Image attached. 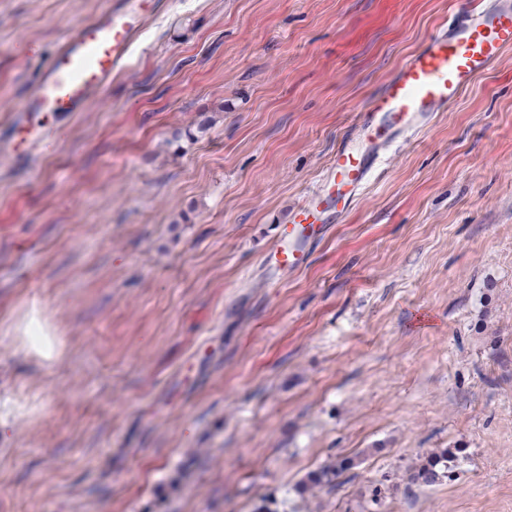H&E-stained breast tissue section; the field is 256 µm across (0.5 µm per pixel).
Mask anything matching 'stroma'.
<instances>
[{"label":"stroma","instance_id":"obj_1","mask_svg":"<svg viewBox=\"0 0 512 512\" xmlns=\"http://www.w3.org/2000/svg\"><path fill=\"white\" fill-rule=\"evenodd\" d=\"M107 2L0 0V129ZM159 2L86 111L0 147V512H512V49L279 276V225L465 0ZM22 345L29 351H33L46 358L52 356L51 353H46L43 350L51 348V339L42 323L32 318L28 321L24 329V336H22ZM447 477L448 452L425 457L410 474V479L422 486H432ZM353 466L351 459L343 458L335 461L334 463L322 468L318 472L313 473L309 482L312 487H320L325 484H329L335 479L340 473L350 469Z\"/></svg>","mask_w":512,"mask_h":512}]
</instances>
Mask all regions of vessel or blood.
I'll list each match as a JSON object with an SVG mask.
<instances>
[{"label":"vessel or blood","instance_id":"b4317fda","mask_svg":"<svg viewBox=\"0 0 512 512\" xmlns=\"http://www.w3.org/2000/svg\"><path fill=\"white\" fill-rule=\"evenodd\" d=\"M470 2L471 13L454 17L447 29L407 56L363 114L364 144L347 139L338 146L331 172L280 226L266 256L273 271L302 270L337 211L348 208L367 183L380 148L399 133L428 124L512 48V0ZM158 7V0H113L107 10L74 25L19 106L5 139L9 152L29 154L51 133L54 120L86 111L124 65L136 35Z\"/></svg>","mask_w":512,"mask_h":512}]
</instances>
